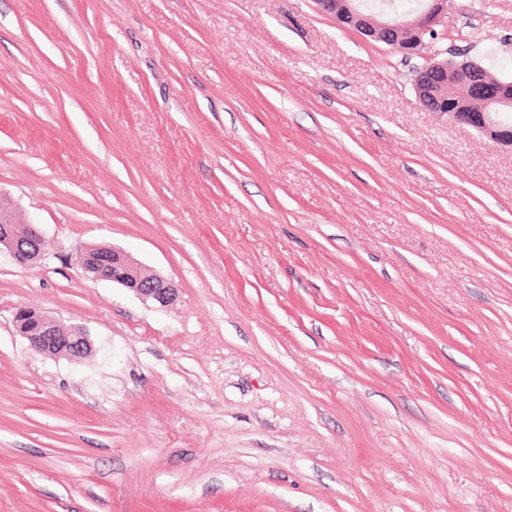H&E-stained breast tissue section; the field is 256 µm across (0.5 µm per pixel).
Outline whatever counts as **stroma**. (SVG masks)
Here are the masks:
<instances>
[{
	"label": "stroma",
	"mask_w": 512,
	"mask_h": 512,
	"mask_svg": "<svg viewBox=\"0 0 512 512\" xmlns=\"http://www.w3.org/2000/svg\"><path fill=\"white\" fill-rule=\"evenodd\" d=\"M457 49L511 78L512 0H453ZM422 63L314 0H0V192L46 249L0 256V512H512V150ZM74 263L84 276L120 284L160 307H168L176 300L177 289L171 281L147 271L123 249L114 246L85 248L75 254ZM14 322L35 354L80 360L92 351V343L82 328L66 329L48 313L21 308L15 313Z\"/></svg>",
	"instance_id": "obj_1"
}]
</instances>
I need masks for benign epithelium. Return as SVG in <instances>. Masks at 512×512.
Returning a JSON list of instances; mask_svg holds the SVG:
<instances>
[{"label": "benign epithelium", "mask_w": 512, "mask_h": 512, "mask_svg": "<svg viewBox=\"0 0 512 512\" xmlns=\"http://www.w3.org/2000/svg\"><path fill=\"white\" fill-rule=\"evenodd\" d=\"M317 9L333 16L339 26L353 29L381 42L405 57L421 54L422 48L439 35L450 8L449 0H432L417 16L392 22L354 8L349 0H314ZM457 68L448 59H427L414 80L419 105L448 120L471 127L493 142L512 148V126L503 124L490 105L512 106V83L491 79L475 64L466 69L462 86L448 89ZM5 252L21 265H33L43 256V240L32 224L16 218L13 210L0 203V253ZM75 265L93 280L120 284L160 307L176 300L177 288L165 277L147 271L122 249L89 247L77 252ZM14 322L38 355L63 356L80 360L92 351L88 335L80 327L64 328L55 317L26 308L17 310Z\"/></svg>", "instance_id": "7a95c632"}]
</instances>
